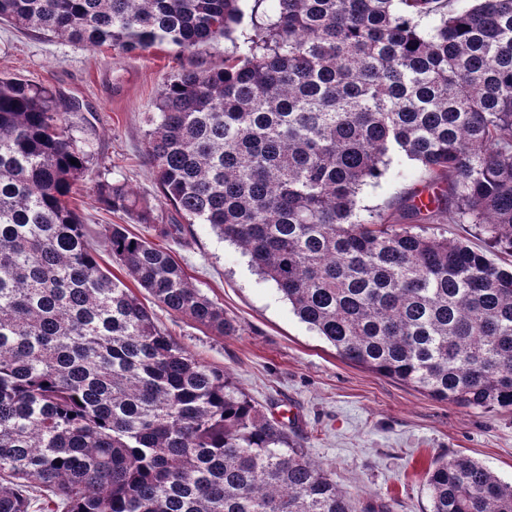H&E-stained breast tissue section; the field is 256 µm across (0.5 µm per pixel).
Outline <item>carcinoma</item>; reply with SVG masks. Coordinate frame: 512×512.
<instances>
[{
  "instance_id": "cac0c4a2",
  "label": "carcinoma",
  "mask_w": 512,
  "mask_h": 512,
  "mask_svg": "<svg viewBox=\"0 0 512 512\" xmlns=\"http://www.w3.org/2000/svg\"><path fill=\"white\" fill-rule=\"evenodd\" d=\"M0 0V24L122 53L192 52L144 154L185 220L208 224L358 366L463 408L512 409V269L434 232L472 224L512 256V0ZM57 92L0 76V512H356L229 375L161 331L101 267L73 205L88 157ZM394 157L417 163L359 204ZM77 164H71V160ZM135 224L153 211L94 183ZM112 257L218 336L224 306L121 224ZM430 512H512L466 456L425 474ZM250 18L248 11H245L243 22L235 26V31L231 37H217L195 49V59L205 66H223L224 55L233 50V40L242 30L250 29ZM416 163L404 158L401 162H397L396 159L390 163L385 179L379 186H365L361 191L359 198L360 204L369 207L383 206L389 197L395 192V189L400 191H406L413 187V183L409 180H401L399 183L394 184L392 179V173L400 169H407L415 167Z\"/></svg>"
}]
</instances>
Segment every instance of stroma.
Listing matches in <instances>:
<instances>
[{
	"mask_svg": "<svg viewBox=\"0 0 512 512\" xmlns=\"http://www.w3.org/2000/svg\"><path fill=\"white\" fill-rule=\"evenodd\" d=\"M179 63L170 45L127 55L0 24V73L55 88L80 103L67 124L90 156V171L75 201L102 265L135 291L155 323L188 353L226 371L266 417L285 423L289 442L361 503L430 512L424 474L435 460L455 455L472 457L511 484L512 410L462 409L344 360L209 225H193L190 234L161 245L194 287L223 305L234 334L217 336L170 313L113 260L109 225L126 224L129 232L151 240L156 234L151 226L126 223L122 214L103 209L93 191L97 178L127 184L153 208L156 223L182 221L143 155L147 119Z\"/></svg>",
	"mask_w": 512,
	"mask_h": 512,
	"instance_id": "1",
	"label": "stroma"
}]
</instances>
